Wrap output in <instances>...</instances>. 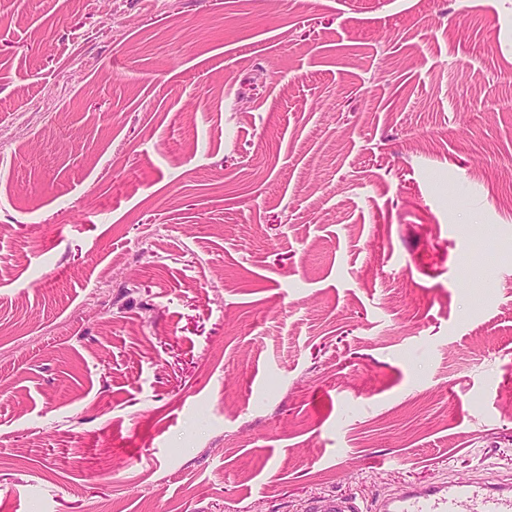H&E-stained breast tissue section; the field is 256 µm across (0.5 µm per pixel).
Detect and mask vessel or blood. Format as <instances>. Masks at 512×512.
I'll return each instance as SVG.
<instances>
[{"label": "vessel or blood", "instance_id": "obj_1", "mask_svg": "<svg viewBox=\"0 0 512 512\" xmlns=\"http://www.w3.org/2000/svg\"><path fill=\"white\" fill-rule=\"evenodd\" d=\"M306 512H512V484L482 479L466 484L437 480L409 485L373 509L364 500L334 495L318 505H307Z\"/></svg>", "mask_w": 512, "mask_h": 512}]
</instances>
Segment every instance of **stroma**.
<instances>
[{
    "instance_id": "obj_1",
    "label": "stroma",
    "mask_w": 512,
    "mask_h": 512,
    "mask_svg": "<svg viewBox=\"0 0 512 512\" xmlns=\"http://www.w3.org/2000/svg\"><path fill=\"white\" fill-rule=\"evenodd\" d=\"M512 0H0V512L512 482Z\"/></svg>"
}]
</instances>
